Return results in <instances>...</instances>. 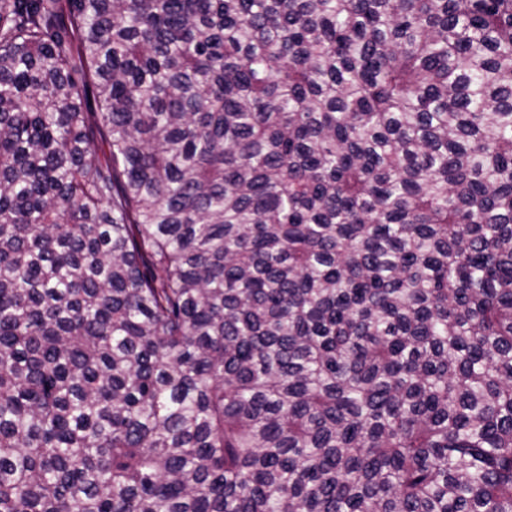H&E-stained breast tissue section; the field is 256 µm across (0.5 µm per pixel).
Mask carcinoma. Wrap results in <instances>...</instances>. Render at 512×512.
<instances>
[{
	"mask_svg": "<svg viewBox=\"0 0 512 512\" xmlns=\"http://www.w3.org/2000/svg\"><path fill=\"white\" fill-rule=\"evenodd\" d=\"M0 512H512V0H0Z\"/></svg>",
	"mask_w": 512,
	"mask_h": 512,
	"instance_id": "1",
	"label": "carcinoma"
}]
</instances>
